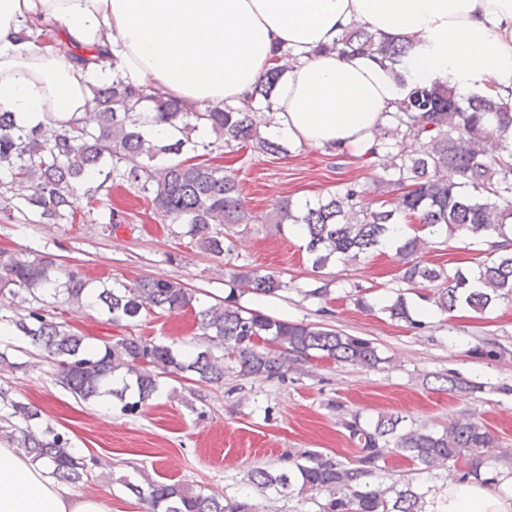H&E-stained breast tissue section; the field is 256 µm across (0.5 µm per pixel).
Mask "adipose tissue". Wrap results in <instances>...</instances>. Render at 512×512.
<instances>
[{"label":"adipose tissue","instance_id":"1","mask_svg":"<svg viewBox=\"0 0 512 512\" xmlns=\"http://www.w3.org/2000/svg\"><path fill=\"white\" fill-rule=\"evenodd\" d=\"M360 22L412 42V77H444L462 93L512 89V0H0V112L26 125L45 114L84 116L94 86L120 79L193 108L239 104L276 48L297 62L281 79L266 136L369 151L406 93L372 58L332 51ZM60 25L54 45L21 36L25 24ZM98 46L100 61L72 60ZM46 461L0 443V512H105L68 488ZM425 512H512V476L490 487L450 481Z\"/></svg>","mask_w":512,"mask_h":512}]
</instances>
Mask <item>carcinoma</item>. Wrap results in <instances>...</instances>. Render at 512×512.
Listing matches in <instances>:
<instances>
[{
    "label": "carcinoma",
    "instance_id": "obj_1",
    "mask_svg": "<svg viewBox=\"0 0 512 512\" xmlns=\"http://www.w3.org/2000/svg\"><path fill=\"white\" fill-rule=\"evenodd\" d=\"M342 55H375L396 71L410 45L396 43L370 28L354 24L332 46ZM274 61L236 106L206 104L193 111L179 102L121 82L91 88L93 113L88 121L50 117L23 126L15 113L0 112V209L36 224H73L91 215L97 195L112 183L128 186L151 203L160 223L175 238L215 257L235 251V227L251 223L240 198L232 167L187 163L177 157L205 151L235 154L244 148L275 155L286 147L261 133L273 119V99L285 70L295 62L288 50L276 49ZM165 123L174 130L165 142L149 138L150 127ZM214 139L196 140L199 125ZM512 96L473 94L459 98L448 81L415 83L375 135L361 167L376 165L389 175L380 179L393 193L370 199L367 189L350 182L315 203L296 208L289 199L273 207V223L300 228V245L319 286L304 296L329 293L324 270L347 265L380 250L401 216L413 217L427 236L393 242L399 263V287L385 305L375 308L364 295L354 298L363 312L376 310L394 321L420 328L418 307L410 295L444 314L466 307L481 314L499 299L512 300ZM87 210L78 213L79 196ZM460 237L485 255L474 269H448L423 260L427 243ZM224 302L207 304L183 284L160 277L124 281L95 280L82 266H63L53 255L28 248L0 251V331L14 337L0 341V366L15 371L23 357L42 353L54 366L55 380L83 402L119 405L126 416L139 415L168 376L190 378L220 388L224 376L285 380L291 366L311 358L375 368L385 362L370 340L333 328L291 322L240 303L245 293L275 297L291 283L268 270L229 271ZM72 308L89 307L104 322L133 323L142 312L190 311L200 343L192 351L141 336H123L95 347L91 337L73 330L47 310L49 300ZM402 418L385 416L365 426L360 415L344 422L357 454L347 460L318 451L288 458L280 469L257 468L250 482L279 498L326 494L319 512H424L431 488L411 483L392 486V496L372 483L396 456L423 469L464 463L459 477L490 483L481 469L491 459L495 438L469 419L453 420L440 431L401 426ZM0 437L32 460H48L52 475L66 484L89 478L99 460L71 448L68 434L46 421L41 411L0 385ZM123 486L147 506V512H251L231 497L219 498L182 483L142 484L128 477Z\"/></svg>",
    "mask_w": 512,
    "mask_h": 512
}]
</instances>
